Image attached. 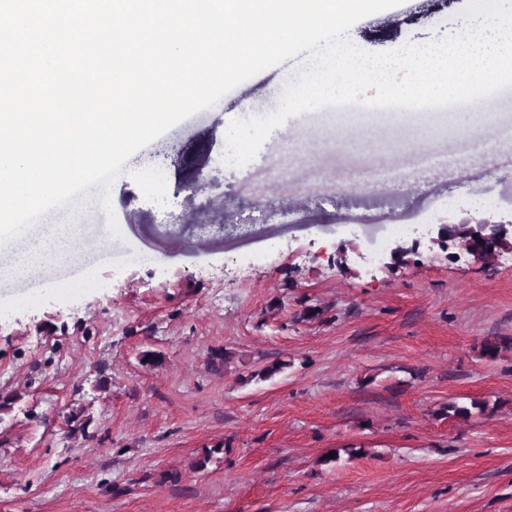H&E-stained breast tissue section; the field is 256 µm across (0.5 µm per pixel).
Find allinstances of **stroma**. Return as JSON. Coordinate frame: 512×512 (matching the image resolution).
<instances>
[{"label": "stroma", "mask_w": 512, "mask_h": 512, "mask_svg": "<svg viewBox=\"0 0 512 512\" xmlns=\"http://www.w3.org/2000/svg\"><path fill=\"white\" fill-rule=\"evenodd\" d=\"M467 5L409 0L351 32L370 53L423 45ZM306 61L136 152L110 210L82 195L83 223L115 215L145 263L78 253L81 281H0V512H512V346L482 352L512 337V238L487 261L427 237L399 263L360 257L394 228L458 223L460 199L512 220V88L480 127L460 112L403 138L293 116L225 168V126L268 114ZM425 149L453 166L420 168ZM474 400L485 413H443Z\"/></svg>", "instance_id": "35a3bbf8"}]
</instances>
